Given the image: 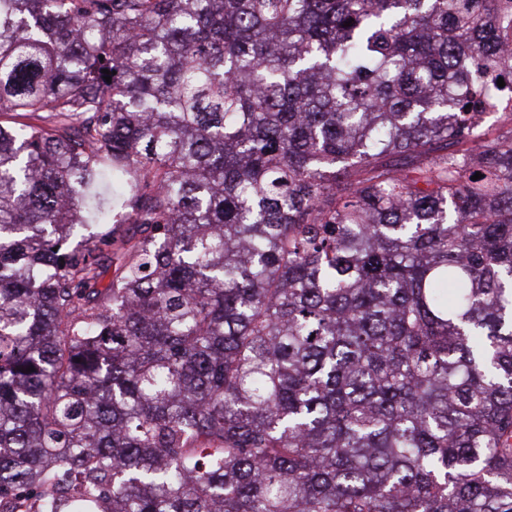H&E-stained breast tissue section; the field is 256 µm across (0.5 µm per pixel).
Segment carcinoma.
<instances>
[{"label": "carcinoma", "mask_w": 512, "mask_h": 512, "mask_svg": "<svg viewBox=\"0 0 512 512\" xmlns=\"http://www.w3.org/2000/svg\"><path fill=\"white\" fill-rule=\"evenodd\" d=\"M510 76L512 0H0V502L512 512ZM509 112H495L493 116L485 120V115L479 114L481 121H484L486 139L488 142L512 138V116Z\"/></svg>", "instance_id": "obj_1"}]
</instances>
